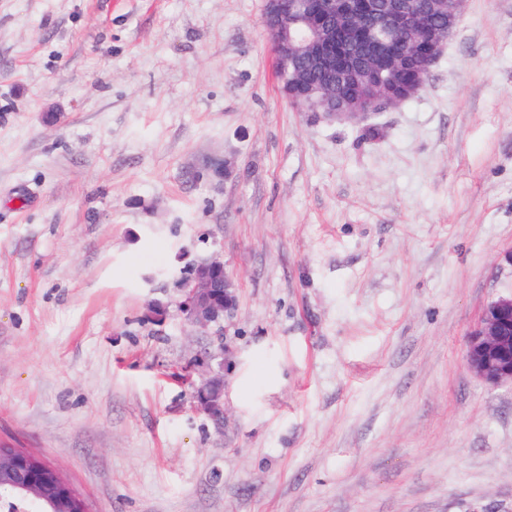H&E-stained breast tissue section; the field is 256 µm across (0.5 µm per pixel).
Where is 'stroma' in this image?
I'll return each mask as SVG.
<instances>
[{"label": "stroma", "instance_id": "stroma-1", "mask_svg": "<svg viewBox=\"0 0 512 512\" xmlns=\"http://www.w3.org/2000/svg\"><path fill=\"white\" fill-rule=\"evenodd\" d=\"M264 12L0 0V447L89 512H512V384L465 361L512 293V0L359 123L289 105ZM181 291L180 310L195 328L206 329L220 323L236 304L234 283L224 274V260L219 257L205 259ZM224 351L218 349L205 357L194 360L193 365L200 368L203 380L195 387L194 397L199 408L213 421L217 429L224 427ZM219 360V358H221ZM216 361V367L213 363Z\"/></svg>", "mask_w": 512, "mask_h": 512}]
</instances>
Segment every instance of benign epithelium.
<instances>
[{
    "label": "benign epithelium",
    "instance_id": "1",
    "mask_svg": "<svg viewBox=\"0 0 512 512\" xmlns=\"http://www.w3.org/2000/svg\"><path fill=\"white\" fill-rule=\"evenodd\" d=\"M462 0H419L414 6L403 0H266L264 24L276 55L305 57L317 69L337 72L359 93L338 97L331 88L308 80L296 70L288 85L311 106L330 98L329 118L354 121L399 104L385 97L375 82L394 57L391 48L412 37L414 52L430 66L440 56L462 18ZM180 310L193 327L206 329L224 320L236 304L233 281L224 274V260L211 257L201 264L182 289ZM224 348L194 360L203 371L194 397L199 408L218 429L224 428ZM468 369L484 381L512 383V295L500 296L484 308L466 340ZM0 474L9 477L28 497H53L87 512L85 500L53 466L24 451L6 453L0 448Z\"/></svg>",
    "mask_w": 512,
    "mask_h": 512
}]
</instances>
